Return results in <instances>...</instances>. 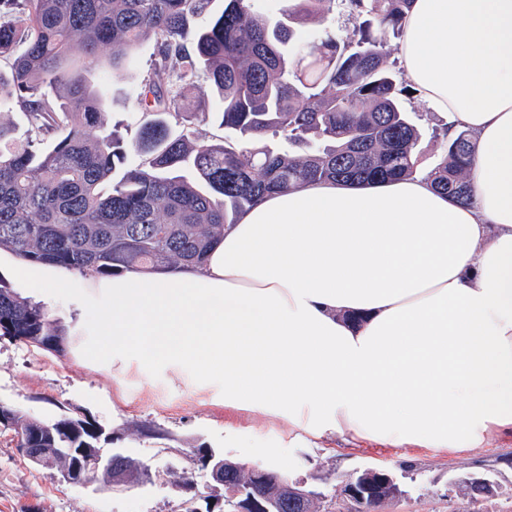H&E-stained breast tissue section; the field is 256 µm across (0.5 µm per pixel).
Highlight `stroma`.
Wrapping results in <instances>:
<instances>
[{
  "label": "stroma",
  "instance_id": "stroma-1",
  "mask_svg": "<svg viewBox=\"0 0 512 512\" xmlns=\"http://www.w3.org/2000/svg\"><path fill=\"white\" fill-rule=\"evenodd\" d=\"M154 46L136 52L133 69L114 79L110 88L111 119L136 130L142 113L133 92L135 81L147 74ZM404 109L420 127L421 170L441 158L433 136L444 123L417 96ZM0 404L20 415L51 422L62 417L96 420L109 435V448L150 466L149 480L118 489L98 484L75 486L62 482L52 470L33 467L19 452L13 431L0 432V512H186L183 476H191L200 494L220 499L221 486L212 482L189 454L209 448L239 461L240 451L224 445V410L186 388L159 385L145 394L139 380H118L110 371L80 363L69 352H48L0 338ZM289 465L284 473L303 478L326 502H338L343 486L355 471L368 466L387 469L403 491L399 500L380 512H456L457 477L468 472L486 474L496 486L497 499L512 496V436L503 435L475 457L443 458L422 448L404 457L364 448L352 452L326 448H285Z\"/></svg>",
  "mask_w": 512,
  "mask_h": 512
}]
</instances>
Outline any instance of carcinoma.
Here are the masks:
<instances>
[{
	"instance_id": "cac0c4a2",
	"label": "carcinoma",
	"mask_w": 512,
	"mask_h": 512,
	"mask_svg": "<svg viewBox=\"0 0 512 512\" xmlns=\"http://www.w3.org/2000/svg\"><path fill=\"white\" fill-rule=\"evenodd\" d=\"M210 0H0V112L28 116L23 134L0 118V250L25 262L112 276L199 264L224 226L262 196L306 183H369L417 172L420 129L402 103L413 90L389 69L384 35H400L413 0H346L363 18L351 36L323 31L288 59L295 27L333 11L335 0H281L271 21L255 0H224V11L196 27ZM154 43L136 90L145 117L133 138L107 129L108 84L135 51ZM109 51L110 68L101 66ZM218 98L219 126L241 136L213 141L208 117L183 104L200 75ZM272 133L302 149L256 147ZM432 183L454 201L470 199V140L442 137ZM190 168L194 178L182 174ZM0 336L60 352L65 332L38 304L0 278ZM37 448L35 465H65L59 448H98L89 419L46 422L0 409V431ZM203 463L222 457L194 448ZM102 482L143 481L146 466L119 452ZM224 461V460H222ZM227 492L255 470L224 461ZM364 512L402 495L379 484Z\"/></svg>"
}]
</instances>
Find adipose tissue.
<instances>
[{"mask_svg":"<svg viewBox=\"0 0 512 512\" xmlns=\"http://www.w3.org/2000/svg\"><path fill=\"white\" fill-rule=\"evenodd\" d=\"M402 29L404 79L470 135V204L421 173L320 181L261 198L173 275L19 264L41 303L78 307L71 351L207 394L246 461L473 456L512 433V0H413Z\"/></svg>","mask_w":512,"mask_h":512,"instance_id":"ef3b65f1","label":"adipose tissue"}]
</instances>
